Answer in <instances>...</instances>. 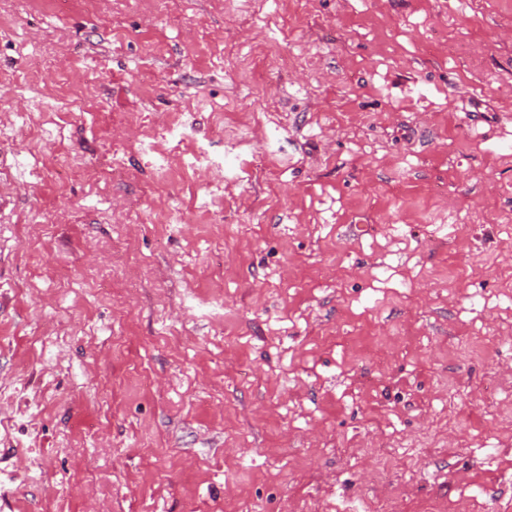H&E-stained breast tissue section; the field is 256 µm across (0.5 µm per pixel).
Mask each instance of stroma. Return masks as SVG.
Masks as SVG:
<instances>
[{
    "mask_svg": "<svg viewBox=\"0 0 512 512\" xmlns=\"http://www.w3.org/2000/svg\"><path fill=\"white\" fill-rule=\"evenodd\" d=\"M510 89L512 0H0V512H512Z\"/></svg>",
    "mask_w": 512,
    "mask_h": 512,
    "instance_id": "obj_1",
    "label": "stroma"
}]
</instances>
